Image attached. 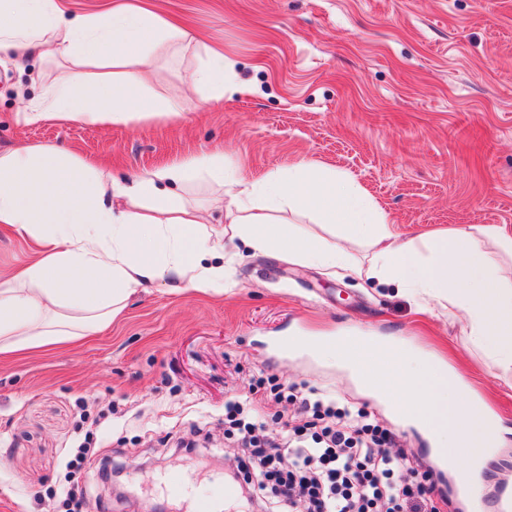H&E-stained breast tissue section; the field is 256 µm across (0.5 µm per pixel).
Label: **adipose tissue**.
<instances>
[{"mask_svg":"<svg viewBox=\"0 0 512 512\" xmlns=\"http://www.w3.org/2000/svg\"><path fill=\"white\" fill-rule=\"evenodd\" d=\"M192 32L123 0L108 13L67 16L62 0H0V55L57 66L44 95L17 115L84 124L180 118L183 96L153 93L157 52L195 44ZM226 59L204 46L189 88L222 101ZM203 186L228 222L207 228L188 194ZM312 214L339 242L300 234L269 210ZM0 224L40 246L17 274L0 276V353L73 343L107 328L130 296L159 280L178 292L223 294L230 287L226 244L254 255L393 283L426 311L462 312L475 346L493 366L512 367V232L464 225L402 239L386 214L335 170L299 163L261 179L203 154L117 181L58 148L0 149ZM363 247L367 264L350 245Z\"/></svg>","mask_w":512,"mask_h":512,"instance_id":"1","label":"adipose tissue"}]
</instances>
